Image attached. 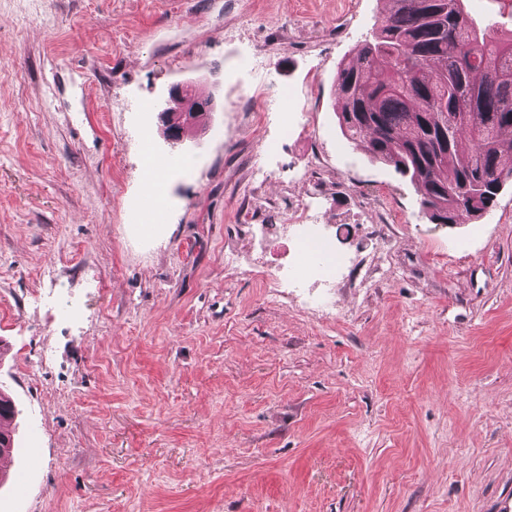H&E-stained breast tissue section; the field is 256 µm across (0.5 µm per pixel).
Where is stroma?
<instances>
[{
    "mask_svg": "<svg viewBox=\"0 0 512 512\" xmlns=\"http://www.w3.org/2000/svg\"><path fill=\"white\" fill-rule=\"evenodd\" d=\"M389 7L0 0V512H512V183L432 223L337 123ZM176 84L215 103L177 144ZM297 213L352 227L329 287L273 277ZM17 414L15 403L0 393V455L9 453L14 448V435L2 427V422L13 421Z\"/></svg>",
    "mask_w": 512,
    "mask_h": 512,
    "instance_id": "obj_1",
    "label": "stroma"
}]
</instances>
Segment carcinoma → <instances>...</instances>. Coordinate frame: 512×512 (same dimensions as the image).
<instances>
[{
	"label": "carcinoma",
	"mask_w": 512,
	"mask_h": 512,
	"mask_svg": "<svg viewBox=\"0 0 512 512\" xmlns=\"http://www.w3.org/2000/svg\"><path fill=\"white\" fill-rule=\"evenodd\" d=\"M335 93L345 139L408 176L434 224L480 218L512 180V33L464 0H390Z\"/></svg>",
	"instance_id": "carcinoma-1"
}]
</instances>
